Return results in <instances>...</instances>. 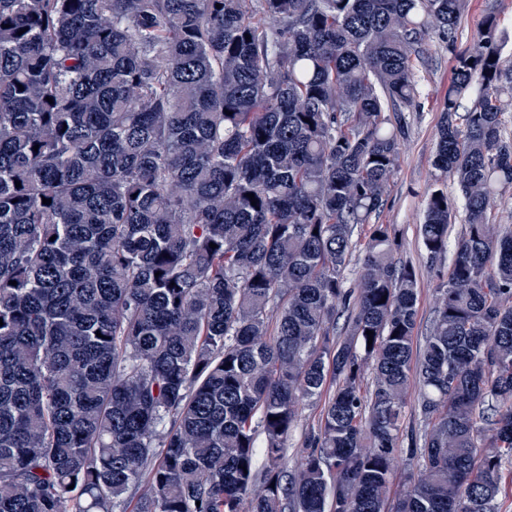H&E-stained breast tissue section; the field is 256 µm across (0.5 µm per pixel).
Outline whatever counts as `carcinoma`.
Wrapping results in <instances>:
<instances>
[{
	"mask_svg": "<svg viewBox=\"0 0 512 512\" xmlns=\"http://www.w3.org/2000/svg\"><path fill=\"white\" fill-rule=\"evenodd\" d=\"M467 6L0 0V512H503L512 69L493 12L455 51ZM435 36L457 200L427 193L430 268L458 201L466 227L415 355L417 271L376 219ZM322 401H302L299 409V420L295 430L287 443L286 465L293 467L302 453L304 448V438L311 431L317 428L323 407Z\"/></svg>",
	"mask_w": 512,
	"mask_h": 512,
	"instance_id": "1",
	"label": "carcinoma"
}]
</instances>
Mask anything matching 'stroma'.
Instances as JSON below:
<instances>
[{
  "label": "stroma",
  "instance_id": "obj_1",
  "mask_svg": "<svg viewBox=\"0 0 512 512\" xmlns=\"http://www.w3.org/2000/svg\"><path fill=\"white\" fill-rule=\"evenodd\" d=\"M495 9L509 38L504 59L512 64V0H469L456 42L457 50L469 49L479 38L487 9ZM452 56L446 43L432 39L423 48L418 65L419 110L408 113V132L402 142L398 168L386 194L387 203L380 215L383 224L394 225L399 232L398 255L418 270L419 321L428 325L436 304L438 280L427 268L421 245L426 192L435 178L432 160L437 142V125L451 78Z\"/></svg>",
  "mask_w": 512,
  "mask_h": 512
}]
</instances>
